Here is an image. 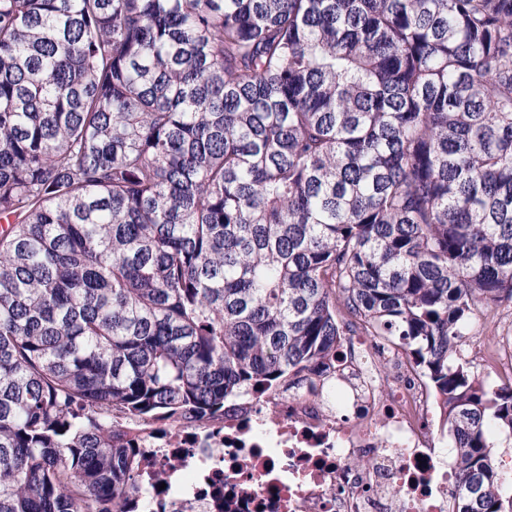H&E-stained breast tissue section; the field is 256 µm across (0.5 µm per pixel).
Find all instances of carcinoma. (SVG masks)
I'll use <instances>...</instances> for the list:
<instances>
[{"label": "carcinoma", "mask_w": 512, "mask_h": 512, "mask_svg": "<svg viewBox=\"0 0 512 512\" xmlns=\"http://www.w3.org/2000/svg\"><path fill=\"white\" fill-rule=\"evenodd\" d=\"M512 303V0H0V512H131L146 431L358 329L512 512L459 356Z\"/></svg>", "instance_id": "cac0c4a2"}]
</instances>
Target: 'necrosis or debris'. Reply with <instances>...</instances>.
Here are the masks:
<instances>
[{
	"label": "necrosis or debris",
	"mask_w": 512,
	"mask_h": 512,
	"mask_svg": "<svg viewBox=\"0 0 512 512\" xmlns=\"http://www.w3.org/2000/svg\"><path fill=\"white\" fill-rule=\"evenodd\" d=\"M338 368L354 381L341 410L308 394L260 397L222 425L146 442L139 512H450L455 469L435 443L423 382L360 334ZM357 457L370 465L354 467Z\"/></svg>",
	"instance_id": "obj_1"
}]
</instances>
